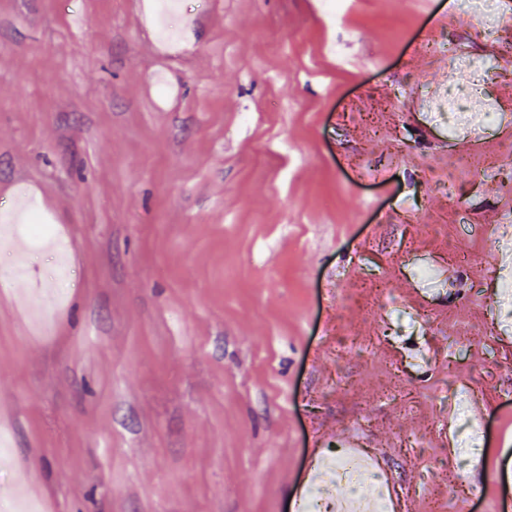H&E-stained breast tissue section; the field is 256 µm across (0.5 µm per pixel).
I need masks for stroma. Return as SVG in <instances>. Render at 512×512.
<instances>
[{"label":"stroma","mask_w":512,"mask_h":512,"mask_svg":"<svg viewBox=\"0 0 512 512\" xmlns=\"http://www.w3.org/2000/svg\"><path fill=\"white\" fill-rule=\"evenodd\" d=\"M459 2L0 0V226L25 202L58 238L0 240V512L368 494L328 485L332 448L376 456L389 512H464L448 474L501 512L512 24ZM451 50L501 114L478 141L421 105ZM474 151L489 171L450 168ZM463 417L488 439L461 467Z\"/></svg>","instance_id":"obj_1"}]
</instances>
